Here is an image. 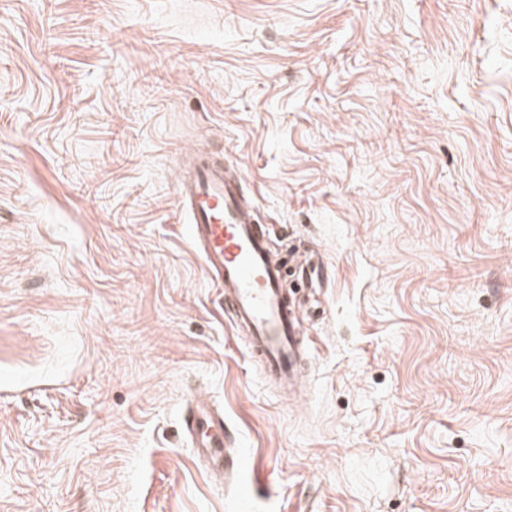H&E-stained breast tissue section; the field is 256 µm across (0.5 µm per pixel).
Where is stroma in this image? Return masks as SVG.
<instances>
[{
  "label": "stroma",
  "instance_id": "stroma-1",
  "mask_svg": "<svg viewBox=\"0 0 512 512\" xmlns=\"http://www.w3.org/2000/svg\"><path fill=\"white\" fill-rule=\"evenodd\" d=\"M202 147L324 268L299 399L186 238ZM0 512H512V0H0ZM183 426L194 455L215 471H224V414L209 401L193 399L184 416Z\"/></svg>",
  "mask_w": 512,
  "mask_h": 512
}]
</instances>
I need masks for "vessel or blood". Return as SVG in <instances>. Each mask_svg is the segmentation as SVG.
Returning a JSON list of instances; mask_svg holds the SVG:
<instances>
[{"instance_id": "vessel-or-blood-1", "label": "vessel or blood", "mask_w": 512, "mask_h": 512, "mask_svg": "<svg viewBox=\"0 0 512 512\" xmlns=\"http://www.w3.org/2000/svg\"><path fill=\"white\" fill-rule=\"evenodd\" d=\"M241 183L239 172L217 153L187 152L176 181L179 209L236 334L246 336L247 351L263 365L266 382L293 397L304 384L307 341L284 286V264L268 250L266 227L255 221ZM183 426L195 457L223 470V413L196 399Z\"/></svg>"}]
</instances>
